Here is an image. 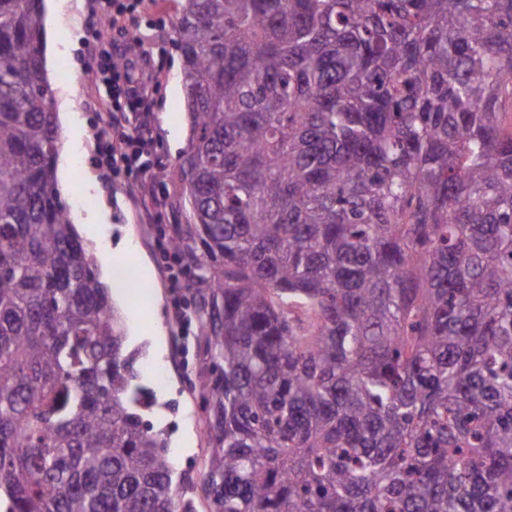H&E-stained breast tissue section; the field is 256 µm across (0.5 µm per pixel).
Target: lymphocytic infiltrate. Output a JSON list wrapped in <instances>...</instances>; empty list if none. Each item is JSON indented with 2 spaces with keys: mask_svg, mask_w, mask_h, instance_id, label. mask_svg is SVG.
I'll return each instance as SVG.
<instances>
[{
  "mask_svg": "<svg viewBox=\"0 0 512 512\" xmlns=\"http://www.w3.org/2000/svg\"><path fill=\"white\" fill-rule=\"evenodd\" d=\"M92 39L98 53L87 70L112 85V132L101 137L102 153L114 175L125 176L136 184L146 204L145 217L151 221L167 206L166 190L144 160L156 143L154 129L147 120L135 130L126 129L125 124L128 112L140 109L158 92L160 80L146 60L130 57L128 44L97 30Z\"/></svg>",
  "mask_w": 512,
  "mask_h": 512,
  "instance_id": "f902f5d3",
  "label": "lymphocytic infiltrate"
}]
</instances>
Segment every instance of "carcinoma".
<instances>
[{"label":"carcinoma","instance_id":"1","mask_svg":"<svg viewBox=\"0 0 512 512\" xmlns=\"http://www.w3.org/2000/svg\"><path fill=\"white\" fill-rule=\"evenodd\" d=\"M214 512H512V0H181ZM0 0V503L179 512Z\"/></svg>","mask_w":512,"mask_h":512}]
</instances>
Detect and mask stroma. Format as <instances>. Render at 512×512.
<instances>
[{
  "mask_svg": "<svg viewBox=\"0 0 512 512\" xmlns=\"http://www.w3.org/2000/svg\"><path fill=\"white\" fill-rule=\"evenodd\" d=\"M94 0H45V14L54 20V32L46 41L47 69L56 109H67L73 133L64 144L60 163L72 172L71 187L61 198L72 206L74 223H83L94 213H104L98 225L97 240H86L91 255L100 245L125 249L120 267L152 274L144 296L132 305L140 320L159 318L163 328L161 356H154L148 344L136 348L139 385L155 393V403L144 410L143 418L153 431L164 433L173 468L174 486L181 503L192 512H212L204 493L211 447L204 436L207 419L208 384L219 374L216 360L205 357L207 342L197 317L198 296L192 287L199 269L175 275L161 247L174 225L190 223V206L173 166L186 149L190 137L189 118L181 81V59L170 28L179 7L178 0H141L125 25L139 39L138 51L148 52L160 72L161 88L150 102L155 135L159 142L150 161L168 194V208L158 222L144 218V208L134 185L111 175L99 163L96 150L98 132H111L107 107L112 104L109 85L92 81L84 62L86 36L97 28L99 16L92 10ZM88 198L85 208L75 207L76 198ZM168 373L164 386H157L155 367Z\"/></svg>",
  "mask_w": 512,
  "mask_h": 512,
  "instance_id": "35a3bbf8",
  "label": "stroma"
}]
</instances>
